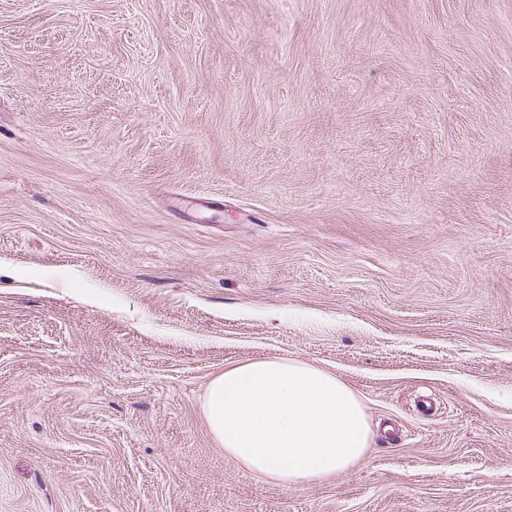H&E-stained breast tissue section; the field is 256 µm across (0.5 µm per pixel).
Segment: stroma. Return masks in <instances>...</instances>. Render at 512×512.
Returning a JSON list of instances; mask_svg holds the SVG:
<instances>
[{
	"mask_svg": "<svg viewBox=\"0 0 512 512\" xmlns=\"http://www.w3.org/2000/svg\"><path fill=\"white\" fill-rule=\"evenodd\" d=\"M270 357L352 469L214 440ZM0 512H512V0H0ZM203 410L228 456L287 487L348 471L368 448L356 394L336 374L296 359L224 369L208 384Z\"/></svg>",
	"mask_w": 512,
	"mask_h": 512,
	"instance_id": "stroma-1",
	"label": "stroma"
}]
</instances>
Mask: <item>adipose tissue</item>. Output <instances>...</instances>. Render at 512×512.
Listing matches in <instances>:
<instances>
[{
  "label": "adipose tissue",
  "instance_id": "obj_1",
  "mask_svg": "<svg viewBox=\"0 0 512 512\" xmlns=\"http://www.w3.org/2000/svg\"><path fill=\"white\" fill-rule=\"evenodd\" d=\"M203 410L228 456L287 487L348 471L368 448L356 394L336 374L296 359L225 369L208 384Z\"/></svg>",
  "mask_w": 512,
  "mask_h": 512
}]
</instances>
